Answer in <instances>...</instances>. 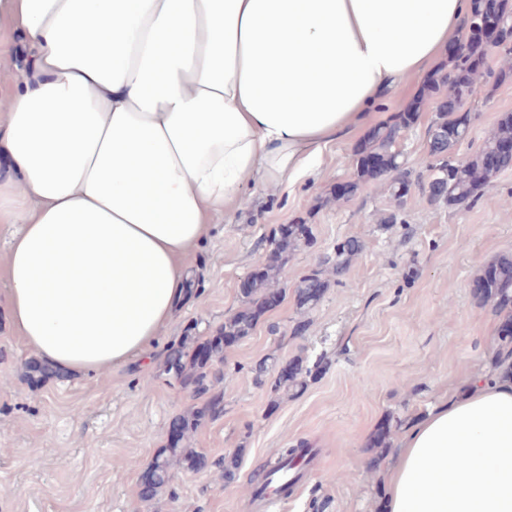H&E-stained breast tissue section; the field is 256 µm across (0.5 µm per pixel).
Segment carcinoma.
<instances>
[{"mask_svg":"<svg viewBox=\"0 0 512 512\" xmlns=\"http://www.w3.org/2000/svg\"><path fill=\"white\" fill-rule=\"evenodd\" d=\"M501 26L495 44L504 50L512 51V0H497ZM484 0H471L469 16V34L461 49L451 55V66L437 74L429 84V92L438 99L436 116L429 128V154L435 162L429 164L431 180L429 196L433 200H443L450 205L470 202L481 192L493 186L496 172L487 166L486 158L495 152L503 142L512 141V113L502 116L492 137L487 141L481 154L468 162H460L452 156V149L464 139L469 123V113H461L465 103L481 93L477 80L479 70L476 60L484 58L488 42L480 39ZM416 119V112L406 111L400 115L399 122L373 130L368 143L360 150L356 166L361 175L377 178L397 173L390 185L391 196L401 200L408 195L411 186V171L403 168L401 152L397 150V140L403 129L409 128ZM311 239V230L306 224L289 225L288 235L280 231L273 234L274 247L264 267L251 276L252 288L244 293L245 309L227 318L219 335L209 337L196 348L182 341L169 347L164 374L181 385H191L195 391L205 394L213 387L211 367L224 359V337L241 339L248 335L259 317L268 308V298L279 293L274 285L288 282V273L284 271L283 254L300 243ZM362 249L361 243L348 238L336 244L334 255L327 257L331 273L342 276L351 259ZM492 275L483 278L484 286L479 289L478 297L490 304L503 315V322L512 326V259L498 260L491 265ZM323 270H315L306 276L298 288L299 304L310 308L318 303L327 281L323 280ZM311 374V369L303 366L299 359L292 360L272 382L271 389L304 386L303 376ZM180 441L170 442L166 453L158 456L150 465L157 479V487L166 485L170 480L171 461L189 470L202 465L203 456L192 448L179 447ZM299 456L298 449L286 448L273 461H268L265 471L275 475L282 469L295 464Z\"/></svg>","mask_w":512,"mask_h":512,"instance_id":"obj_1","label":"carcinoma"}]
</instances>
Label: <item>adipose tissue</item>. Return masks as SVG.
<instances>
[{"label": "adipose tissue", "instance_id": "adipose-tissue-1", "mask_svg": "<svg viewBox=\"0 0 512 512\" xmlns=\"http://www.w3.org/2000/svg\"><path fill=\"white\" fill-rule=\"evenodd\" d=\"M469 13L470 0H0L32 49L0 116L14 332L69 374L146 361L213 217L320 167ZM381 508L512 512V378L476 376L432 405Z\"/></svg>", "mask_w": 512, "mask_h": 512}]
</instances>
